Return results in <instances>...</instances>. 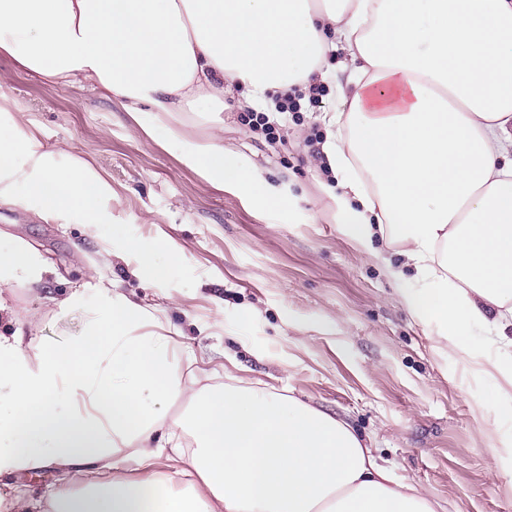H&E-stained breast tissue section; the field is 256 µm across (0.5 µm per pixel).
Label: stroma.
<instances>
[{
	"mask_svg": "<svg viewBox=\"0 0 512 512\" xmlns=\"http://www.w3.org/2000/svg\"><path fill=\"white\" fill-rule=\"evenodd\" d=\"M0 93L59 150L60 164L83 157L112 184L110 219L93 237L75 223L0 207V249L34 243L62 274L40 288L0 284V297L37 325L27 344L81 340L89 312H63L54 301L100 269L116 291L156 309L173 351L192 346L198 390H222L232 378L294 396L345 418L443 512H512V421L502 418L512 386L475 371L439 340L436 323L415 320L339 223L346 189L323 174L314 141L325 116L345 109L336 81L275 146L241 124L242 91L225 87L224 147L262 176L245 193L186 167L118 98L43 82L4 54ZM268 196L279 206H265ZM144 242L166 278L137 275ZM214 320L221 328L200 331ZM482 416L499 418L493 434L482 431Z\"/></svg>",
	"mask_w": 512,
	"mask_h": 512,
	"instance_id": "obj_1",
	"label": "stroma"
}]
</instances>
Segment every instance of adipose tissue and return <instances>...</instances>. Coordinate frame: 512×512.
I'll list each match as a JSON object with an SVG mask.
<instances>
[{"mask_svg":"<svg viewBox=\"0 0 512 512\" xmlns=\"http://www.w3.org/2000/svg\"><path fill=\"white\" fill-rule=\"evenodd\" d=\"M0 53L122 99L146 136L236 190L260 175L224 150L225 85L259 108L337 56L351 93L326 158L349 190L346 235L395 244L408 263L384 267L412 314L512 381V356L492 363L465 341L474 324L512 329V0H0ZM188 112L203 136L186 135ZM56 156L1 100L0 205L96 232L111 184ZM52 271L34 244L0 251V284L35 288ZM58 307L92 310L83 338L28 353L25 320L0 298V512H436L341 418L251 387L193 391L155 315L102 279ZM186 396L187 419L169 418ZM45 470L40 497L16 481Z\"/></svg>","mask_w":512,"mask_h":512,"instance_id":"ef3b65f1","label":"adipose tissue"}]
</instances>
